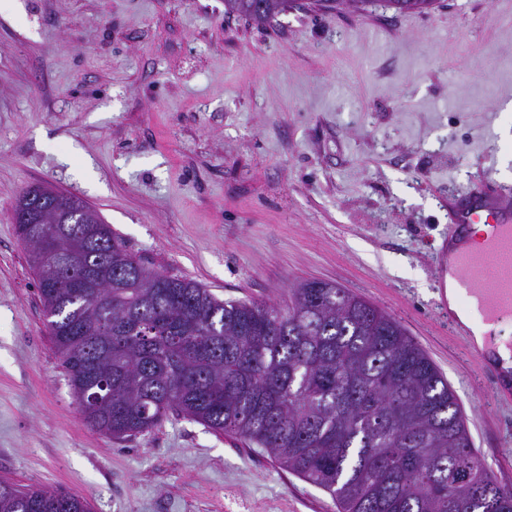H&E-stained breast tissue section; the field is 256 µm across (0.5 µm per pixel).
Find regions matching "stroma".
<instances>
[{
  "label": "stroma",
  "instance_id": "1",
  "mask_svg": "<svg viewBox=\"0 0 512 512\" xmlns=\"http://www.w3.org/2000/svg\"><path fill=\"white\" fill-rule=\"evenodd\" d=\"M512 0L424 13L224 0H0V478L92 512H337L264 449L182 417L91 429L39 299L16 196L88 203L144 266L222 299L333 283L396 319L512 487V399L448 320V202L512 187ZM258 2L263 3V14L258 15ZM299 7L294 0H224V9L228 14H236L258 24L274 18L290 8Z\"/></svg>",
  "mask_w": 512,
  "mask_h": 512
}]
</instances>
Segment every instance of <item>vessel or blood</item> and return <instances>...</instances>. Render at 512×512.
Returning a JSON list of instances; mask_svg holds the SVG:
<instances>
[{"mask_svg":"<svg viewBox=\"0 0 512 512\" xmlns=\"http://www.w3.org/2000/svg\"><path fill=\"white\" fill-rule=\"evenodd\" d=\"M450 239L463 238L471 225L489 230L478 248H460L453 257L454 274L473 297L483 318L497 326L512 324V188L489 196L469 191L466 201L448 214Z\"/></svg>","mask_w":512,"mask_h":512,"instance_id":"1","label":"vessel or blood"}]
</instances>
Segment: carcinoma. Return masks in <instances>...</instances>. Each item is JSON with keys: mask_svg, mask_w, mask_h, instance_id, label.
<instances>
[{"mask_svg": "<svg viewBox=\"0 0 512 512\" xmlns=\"http://www.w3.org/2000/svg\"><path fill=\"white\" fill-rule=\"evenodd\" d=\"M423 13L434 0H387ZM295 0H224L258 24ZM34 186L13 219L30 252L51 246ZM71 246L76 282L33 266L47 328L84 416L114 439L169 416L231 433L324 490L338 512H512L473 446L457 398L402 325L330 283L304 281L288 304L221 300L149 269L84 206ZM0 512H91L87 501L0 480Z\"/></svg>", "mask_w": 512, "mask_h": 512, "instance_id": "obj_1", "label": "carcinoma"}]
</instances>
